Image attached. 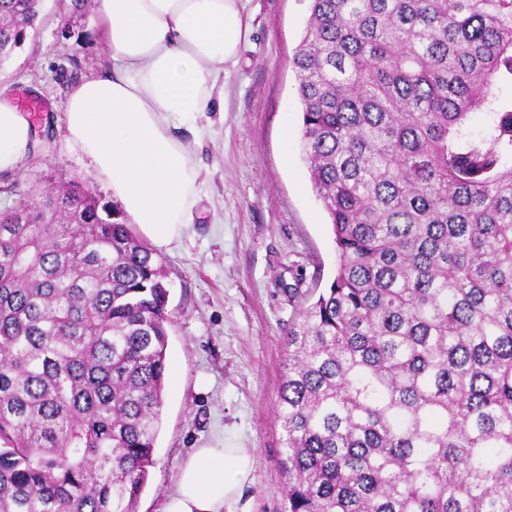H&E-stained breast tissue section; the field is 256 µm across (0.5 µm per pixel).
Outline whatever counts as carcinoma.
I'll return each instance as SVG.
<instances>
[{
    "instance_id": "1",
    "label": "carcinoma",
    "mask_w": 512,
    "mask_h": 512,
    "mask_svg": "<svg viewBox=\"0 0 512 512\" xmlns=\"http://www.w3.org/2000/svg\"><path fill=\"white\" fill-rule=\"evenodd\" d=\"M40 9L0 0L1 59ZM308 10L302 150L338 262L286 333L282 512H512V0ZM167 300L92 188L0 210V512H136Z\"/></svg>"
}]
</instances>
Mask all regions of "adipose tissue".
<instances>
[{"instance_id": "adipose-tissue-1", "label": "adipose tissue", "mask_w": 512, "mask_h": 512, "mask_svg": "<svg viewBox=\"0 0 512 512\" xmlns=\"http://www.w3.org/2000/svg\"><path fill=\"white\" fill-rule=\"evenodd\" d=\"M111 68L67 94L70 140L156 247L196 219L199 171L175 135L224 101V77L249 34L242 0H94ZM30 122L0 98V172L31 148ZM255 458L236 439L194 449L163 512H236Z\"/></svg>"}]
</instances>
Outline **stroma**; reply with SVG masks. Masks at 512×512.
<instances>
[{
  "label": "stroma",
  "mask_w": 512,
  "mask_h": 512,
  "mask_svg": "<svg viewBox=\"0 0 512 512\" xmlns=\"http://www.w3.org/2000/svg\"><path fill=\"white\" fill-rule=\"evenodd\" d=\"M250 33L224 86V119L204 139L191 125L178 137L194 147L201 170L194 224L158 250L169 291V381L156 463L136 512H163L182 461L219 436L238 439L256 458L241 512H280L283 430L275 405L288 368L285 336L306 299L336 266L331 227L300 152L301 104L294 50L307 0H249ZM93 4L44 0L37 27L0 66V97L35 98V140L7 187L47 191L76 180L110 198L66 128L69 86L109 69ZM293 136L280 142L281 126Z\"/></svg>",
  "instance_id": "1"
}]
</instances>
